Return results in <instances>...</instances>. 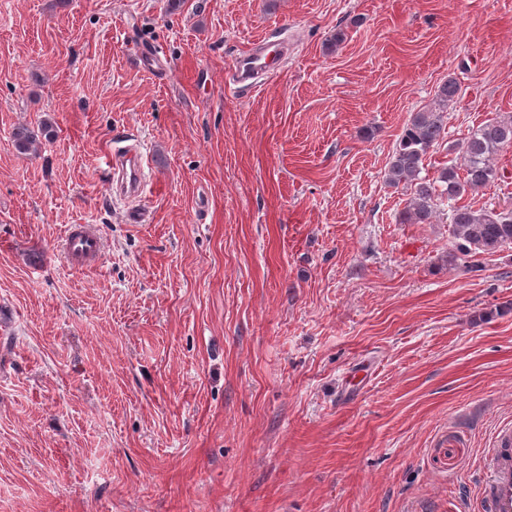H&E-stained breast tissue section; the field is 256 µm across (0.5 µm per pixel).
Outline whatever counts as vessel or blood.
Masks as SVG:
<instances>
[{"instance_id": "obj_1", "label": "vessel or blood", "mask_w": 512, "mask_h": 512, "mask_svg": "<svg viewBox=\"0 0 512 512\" xmlns=\"http://www.w3.org/2000/svg\"><path fill=\"white\" fill-rule=\"evenodd\" d=\"M281 50L268 43L240 57L234 64L240 82L246 83L260 73L272 70ZM148 158L140 147L112 142L105 157L109 171H120L126 192L144 191V165ZM62 246L69 263L79 267L96 265L103 253V241L95 225L67 226ZM479 512H512V429L499 430L496 444L485 457L480 476Z\"/></svg>"}]
</instances>
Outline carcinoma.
Here are the masks:
<instances>
[{"mask_svg": "<svg viewBox=\"0 0 512 512\" xmlns=\"http://www.w3.org/2000/svg\"><path fill=\"white\" fill-rule=\"evenodd\" d=\"M459 94L455 78L446 79L433 102L411 114L397 139L385 171L386 184L409 193L400 213L402 224H432L440 204L448 202L451 234L465 255L492 254L512 245V206L489 208L464 197L490 187L501 178L495 156L512 146V115L488 120L449 150L455 157L431 178L423 174L427 156L445 137L448 105ZM53 129L47 124L35 129L18 126L12 133L20 155L35 151L40 139H49Z\"/></svg>", "mask_w": 512, "mask_h": 512, "instance_id": "obj_1", "label": "carcinoma"}]
</instances>
